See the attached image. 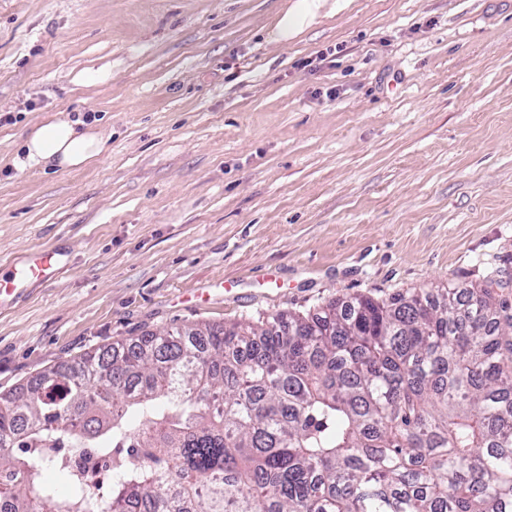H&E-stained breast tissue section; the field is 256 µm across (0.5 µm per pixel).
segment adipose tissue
Here are the masks:
<instances>
[{
  "label": "adipose tissue",
  "mask_w": 512,
  "mask_h": 512,
  "mask_svg": "<svg viewBox=\"0 0 512 512\" xmlns=\"http://www.w3.org/2000/svg\"><path fill=\"white\" fill-rule=\"evenodd\" d=\"M325 0H287L266 30L267 41L285 45L317 23ZM103 133L60 113L31 128L20 144L15 165L19 170L55 169L56 172L86 168L99 158Z\"/></svg>",
  "instance_id": "1"
}]
</instances>
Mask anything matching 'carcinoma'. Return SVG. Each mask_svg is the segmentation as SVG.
<instances>
[{
	"instance_id": "carcinoma-1",
	"label": "carcinoma",
	"mask_w": 512,
	"mask_h": 512,
	"mask_svg": "<svg viewBox=\"0 0 512 512\" xmlns=\"http://www.w3.org/2000/svg\"><path fill=\"white\" fill-rule=\"evenodd\" d=\"M511 286L88 351L0 393L8 512H512ZM50 448L112 459L108 495Z\"/></svg>"
}]
</instances>
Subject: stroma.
I'll list each match as a JSON object with an SVG mask.
<instances>
[{"label": "stroma", "instance_id": "35a3bbf8", "mask_svg": "<svg viewBox=\"0 0 512 512\" xmlns=\"http://www.w3.org/2000/svg\"><path fill=\"white\" fill-rule=\"evenodd\" d=\"M0 0V392L174 325L512 273V0ZM63 112L93 165L19 171ZM324 0H292L283 4L266 30V39L280 45L296 40L318 22ZM62 268L60 255L55 252H36L23 262L12 266L6 277L0 276V298L26 288L32 281L49 279Z\"/></svg>", "mask_w": 512, "mask_h": 512}]
</instances>
